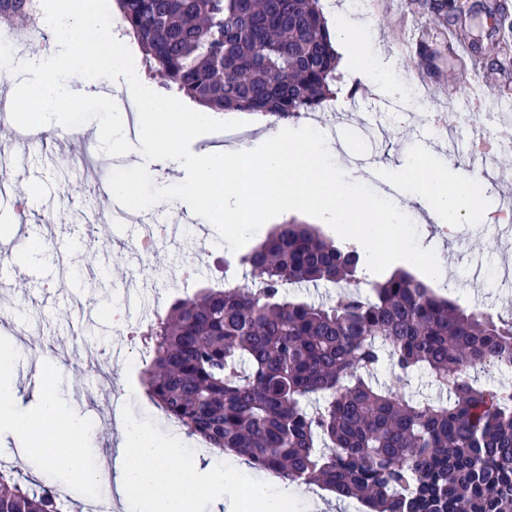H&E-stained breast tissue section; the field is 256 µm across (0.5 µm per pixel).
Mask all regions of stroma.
<instances>
[{
    "label": "stroma",
    "mask_w": 512,
    "mask_h": 512,
    "mask_svg": "<svg viewBox=\"0 0 512 512\" xmlns=\"http://www.w3.org/2000/svg\"><path fill=\"white\" fill-rule=\"evenodd\" d=\"M363 24L376 54L396 69L404 83L418 87L419 97L398 100L396 113L380 111L379 103L388 99V91L380 88L375 98L360 100L359 88L369 85V78L354 79L344 70L336 83L334 100L308 113L307 118L333 128V140L343 158L336 166L341 176H348L349 160L359 159L373 168L374 182L384 185L395 178L392 165L409 164L424 146L432 144L427 115L457 111V103L445 101L433 87L451 81L466 71L468 64L457 61L448 45H439L428 86H418L415 61L398 52L403 23L377 13L364 16ZM494 41L493 34H484L480 67L484 95L495 108L470 112L469 123L443 137L442 146L466 150L476 131L498 123L505 112L503 100L512 101V56L499 58L492 50ZM126 118L129 145L124 154L114 152L111 141L95 136V129L107 116L90 102L72 109L70 144L64 154L39 145L27 146L13 135L0 137V148L12 159L6 177L16 194H32L27 220L22 224L13 217L12 198L0 197V228H18L10 243L11 254L20 257L26 242L35 236L44 239L50 253L45 261L22 264L24 277L13 287L0 286V337L15 339L20 347L16 404L20 411L30 410L37 404L46 378L56 375L51 396L62 407L80 409L89 426L81 443L85 461L101 463L107 469L113 468L117 454L116 420L124 415L160 435L178 434L187 450L201 446L198 438L167 419L141 383L150 355L127 338L141 317L140 308L124 304L126 285L133 280L144 284L143 306L163 313L175 300L193 296L202 285L252 282L247 267L239 262L249 251V244L226 246L223 225L178 208L175 201L180 185L168 181L166 173L155 166L139 173L143 192L154 199L144 212V222L158 219L180 224L181 242L160 243L148 252L134 250V243L142 236L141 224L113 221V198L97 202L90 198L94 183H111L114 169L137 159L139 115L130 112ZM227 126L253 130L257 123L251 114L225 111L214 125L185 140V149L203 151L222 146V131ZM417 234L423 246L440 251L451 277L444 284L432 282L435 293L471 310L512 316V274L505 271L512 263V238L494 229L480 230L471 216L455 225L453 232L443 233L438 224H422ZM179 264L195 265L198 272L173 288L169 273ZM78 336L109 353L111 385H103L87 362L71 360ZM4 457L18 466L23 483L50 476L40 457L25 451L17 437L0 432V459Z\"/></svg>",
    "instance_id": "stroma-1"
}]
</instances>
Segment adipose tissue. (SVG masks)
<instances>
[{
	"mask_svg": "<svg viewBox=\"0 0 512 512\" xmlns=\"http://www.w3.org/2000/svg\"><path fill=\"white\" fill-rule=\"evenodd\" d=\"M45 17L63 31L51 51L17 61L0 55V69L16 62L29 73L22 92L13 97L15 111L30 113L40 124H59L69 117L68 105L81 98L92 100L108 115L99 136L121 150L128 144L125 114L99 89L107 83L123 89L141 117L142 156L187 175L183 205L204 211L212 223L223 225L228 244L258 233V225L248 220L255 209L267 213L309 209L322 223L342 225L346 233L373 241L383 254L390 251L389 241L400 231L405 213L414 212L422 224L460 223L478 198V186L485 182L481 175L449 173L447 164L434 161L428 149L408 167L413 192L399 199L357 195L352 180L337 177L334 149L324 129L315 125H286L261 133L248 146L228 145L202 156L186 151L181 139L212 124L217 111L191 102L171 108L140 79L136 54L119 51L114 44L112 6L107 0H46ZM362 31L359 20L338 8L335 40L354 48L349 62L353 73L372 75L390 93H399V81L377 63ZM367 212L379 213V221L362 223L360 217ZM16 360V348L0 349V429L21 437L68 484L92 489L103 477H112L123 512H197L199 504L217 490L223 491L232 512L248 506L253 512H294L296 501L287 490L278 482L250 475L239 457H219L204 449L196 453L194 464L206 471L207 479H189L183 449L173 442L161 445L153 430L130 418L117 423L122 439L114 471L86 466L80 448L87 429L83 418L49 397L35 413L25 416L15 410ZM242 484L252 490L249 499L237 496Z\"/></svg>",
	"mask_w": 512,
	"mask_h": 512,
	"instance_id": "obj_1",
	"label": "adipose tissue"
}]
</instances>
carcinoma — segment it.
<instances>
[{"instance_id": "carcinoma-1", "label": "carcinoma", "mask_w": 512, "mask_h": 512, "mask_svg": "<svg viewBox=\"0 0 512 512\" xmlns=\"http://www.w3.org/2000/svg\"><path fill=\"white\" fill-rule=\"evenodd\" d=\"M163 89L218 111L300 118L334 95L320 0H116ZM442 26L465 0H430ZM241 263L260 283L204 287L147 331L149 395L208 447L370 512H512V319L467 310L397 270L332 303L290 283L359 285L362 257L309 224H279ZM394 381L380 386L383 364ZM422 371L448 402L406 392ZM57 483L0 467V512H71Z\"/></svg>"}]
</instances>
